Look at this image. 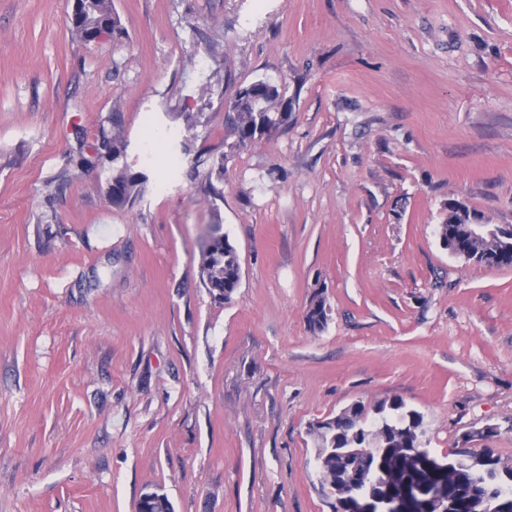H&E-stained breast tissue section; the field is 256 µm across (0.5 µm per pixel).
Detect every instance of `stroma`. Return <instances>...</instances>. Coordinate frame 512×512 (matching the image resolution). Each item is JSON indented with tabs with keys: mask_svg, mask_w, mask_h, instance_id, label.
<instances>
[{
	"mask_svg": "<svg viewBox=\"0 0 512 512\" xmlns=\"http://www.w3.org/2000/svg\"><path fill=\"white\" fill-rule=\"evenodd\" d=\"M112 9L90 43L66 0H0V512H331L310 425L394 398L437 456L493 424L512 459V268L436 233L452 199L512 228V0ZM257 80L290 117L238 148L226 104ZM116 116L148 177L121 208L94 155ZM199 268L201 281L211 296L219 302H230L240 284L241 264L238 250L223 232L222 224H210Z\"/></svg>",
	"mask_w": 512,
	"mask_h": 512,
	"instance_id": "obj_1",
	"label": "stroma"
}]
</instances>
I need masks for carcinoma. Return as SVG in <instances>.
I'll return each instance as SVG.
<instances>
[{
  "label": "carcinoma",
  "instance_id": "1",
  "mask_svg": "<svg viewBox=\"0 0 512 512\" xmlns=\"http://www.w3.org/2000/svg\"><path fill=\"white\" fill-rule=\"evenodd\" d=\"M120 28L119 18L112 12L111 0H83L79 18L72 23V34L83 41L104 28ZM259 80L243 87L238 98L228 104L230 129L236 136L235 146L247 147L288 122L289 113L279 88L264 87ZM109 148L108 159L116 162L125 151L120 127L103 140ZM147 177L121 166L112 171L108 195L115 206L133 204L143 193ZM468 207L461 202H448V215L437 227L438 237L456 248L459 256L478 264L496 268L512 267V237L502 235V228L478 237L470 234ZM200 277L211 296L227 303L232 300L241 280V264L237 248L223 232L222 225L209 226V234L200 255ZM310 330L322 328L325 303L319 298L310 306L307 316ZM424 416L407 408L401 399L382 401L368 415L359 403L339 415L325 419L323 425L309 434L316 444L320 483L325 491L335 492L344 486L362 496L380 491L384 479L393 484L407 483L425 492L431 490L434 478L419 469L416 453L423 434L419 426ZM453 470L443 476L448 499L446 512H512V494L497 489L499 480L512 479V465L490 451H471L462 458L448 457Z\"/></svg>",
  "mask_w": 512,
  "mask_h": 512
}]
</instances>
